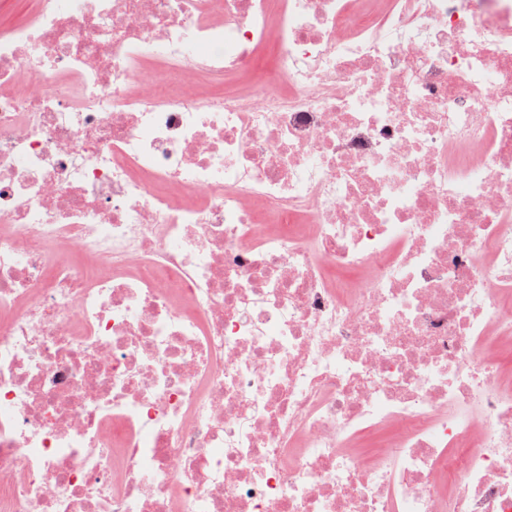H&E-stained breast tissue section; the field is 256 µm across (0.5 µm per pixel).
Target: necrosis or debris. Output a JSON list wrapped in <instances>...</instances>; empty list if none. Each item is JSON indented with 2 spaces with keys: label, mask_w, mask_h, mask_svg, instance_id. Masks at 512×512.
Listing matches in <instances>:
<instances>
[{
  "label": "necrosis or debris",
  "mask_w": 512,
  "mask_h": 512,
  "mask_svg": "<svg viewBox=\"0 0 512 512\" xmlns=\"http://www.w3.org/2000/svg\"><path fill=\"white\" fill-rule=\"evenodd\" d=\"M511 376L512 0L0 28V512H512Z\"/></svg>",
  "instance_id": "4bbe7bcc"
}]
</instances>
